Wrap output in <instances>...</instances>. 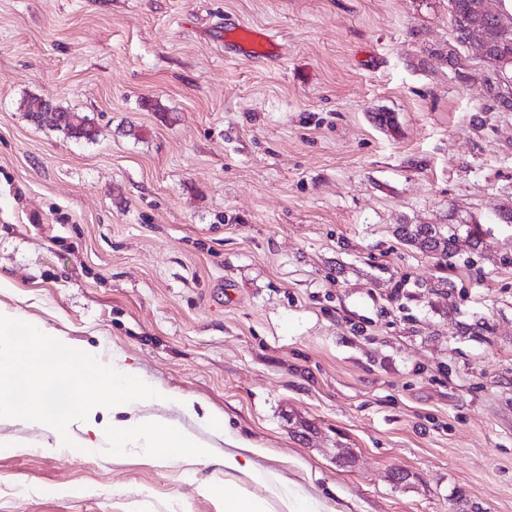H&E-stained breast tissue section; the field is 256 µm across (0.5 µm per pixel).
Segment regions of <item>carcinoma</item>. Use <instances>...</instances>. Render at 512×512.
<instances>
[{
    "label": "carcinoma",
    "instance_id": "obj_1",
    "mask_svg": "<svg viewBox=\"0 0 512 512\" xmlns=\"http://www.w3.org/2000/svg\"><path fill=\"white\" fill-rule=\"evenodd\" d=\"M481 0H449L450 17L457 38L464 40V29L477 14L474 6ZM489 60L496 72L506 74L512 71V17L497 16L485 24ZM22 109L25 117L39 126L59 130L70 137L87 141L96 139L97 131L87 116L56 106L39 97L24 100ZM397 235L406 243L417 245L433 256H445L457 248L460 239L468 242L471 251L481 245L482 231L477 224H400Z\"/></svg>",
    "mask_w": 512,
    "mask_h": 512
}]
</instances>
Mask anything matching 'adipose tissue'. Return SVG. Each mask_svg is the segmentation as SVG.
<instances>
[{"instance_id":"adipose-tissue-1","label":"adipose tissue","mask_w":512,"mask_h":512,"mask_svg":"<svg viewBox=\"0 0 512 512\" xmlns=\"http://www.w3.org/2000/svg\"><path fill=\"white\" fill-rule=\"evenodd\" d=\"M59 383L69 387L73 403L68 414L54 416L48 411L50 389ZM172 402L195 416L194 399L175 398L131 368L104 363L96 349L75 345L44 323L0 305V419L44 429L78 452L104 447L119 457L138 448L151 460L220 463L225 472L247 478L231 493L204 487V494L223 500L224 512H320L316 502L298 499L286 479L255 463L252 446L217 456L211 444L151 411ZM75 428L86 432V439H69Z\"/></svg>"}]
</instances>
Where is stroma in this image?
Returning <instances> with one entry per match:
<instances>
[{
    "label": "stroma",
    "mask_w": 512,
    "mask_h": 512,
    "mask_svg": "<svg viewBox=\"0 0 512 512\" xmlns=\"http://www.w3.org/2000/svg\"><path fill=\"white\" fill-rule=\"evenodd\" d=\"M243 25L277 48L230 56ZM477 43L448 0H0V304L219 410L217 451L322 512H512V110ZM53 440L0 421V512H224L203 485L241 481ZM25 117L38 126L59 130L67 136L95 141L97 131L87 116L73 112L39 97H29L21 105ZM397 235L406 243L418 245L426 253L446 256L457 248L461 233H465L471 251L478 252L482 231L477 224H400Z\"/></svg>",
    "instance_id": "stroma-1"
}]
</instances>
